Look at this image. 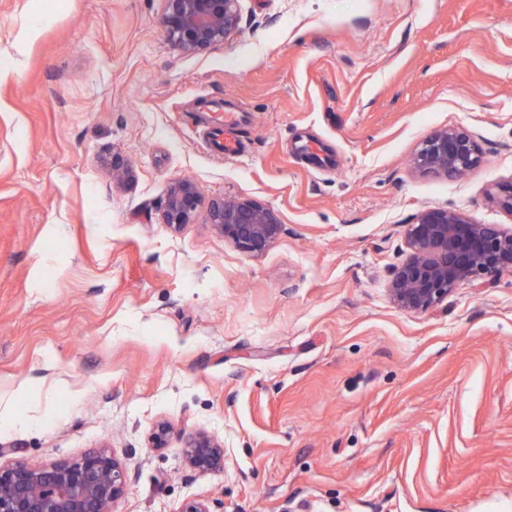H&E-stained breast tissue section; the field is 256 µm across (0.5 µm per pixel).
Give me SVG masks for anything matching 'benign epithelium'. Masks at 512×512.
I'll return each mask as SVG.
<instances>
[{
    "mask_svg": "<svg viewBox=\"0 0 512 512\" xmlns=\"http://www.w3.org/2000/svg\"><path fill=\"white\" fill-rule=\"evenodd\" d=\"M163 20L170 38L187 51L199 52L224 42L239 30L240 0H163ZM481 162L476 137L461 126L440 128L420 144L412 165L423 173L464 177ZM202 203L196 182L171 184L163 223L173 231L190 224ZM209 221L244 253L261 254L283 231L273 208L251 198H216ZM410 257L391 270L389 291L400 309L424 313L461 284L512 268V226L481 224L454 208L421 210L407 228ZM172 427L156 422L155 448L167 446ZM182 454L204 474L224 468V448L203 430L184 435ZM128 474L105 447L74 460L38 464H0V512H113L125 494Z\"/></svg>",
    "mask_w": 512,
    "mask_h": 512,
    "instance_id": "obj_1",
    "label": "benign epithelium"
}]
</instances>
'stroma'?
I'll return each mask as SVG.
<instances>
[{
    "label": "stroma",
    "instance_id": "1",
    "mask_svg": "<svg viewBox=\"0 0 512 512\" xmlns=\"http://www.w3.org/2000/svg\"><path fill=\"white\" fill-rule=\"evenodd\" d=\"M240 6L187 52L163 0H0V462L108 447L116 512H512V271L425 313L389 294L422 209L512 225V0ZM224 101L244 152L222 159ZM456 125L481 163L417 172ZM182 177L283 233L241 252L203 206L172 232ZM196 429L223 470L187 466ZM238 121L236 114L232 112L222 113V117L214 122L210 135L208 136V145L210 149L219 157H234L243 150V145L237 140H231L225 137L224 128L231 123Z\"/></svg>",
    "mask_w": 512,
    "mask_h": 512
}]
</instances>
